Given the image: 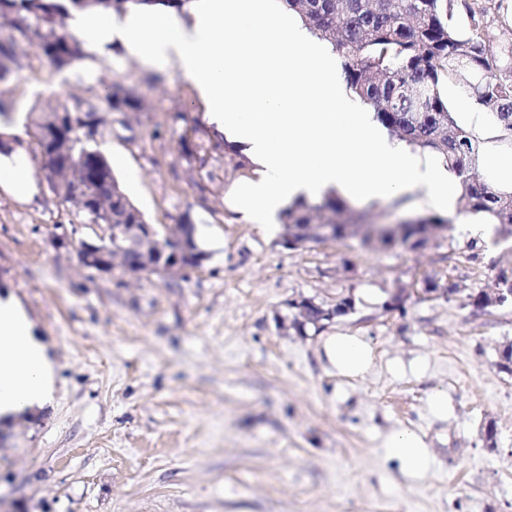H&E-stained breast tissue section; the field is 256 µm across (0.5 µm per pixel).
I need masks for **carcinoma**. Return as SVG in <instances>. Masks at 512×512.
Listing matches in <instances>:
<instances>
[{
  "instance_id": "1",
  "label": "carcinoma",
  "mask_w": 512,
  "mask_h": 512,
  "mask_svg": "<svg viewBox=\"0 0 512 512\" xmlns=\"http://www.w3.org/2000/svg\"><path fill=\"white\" fill-rule=\"evenodd\" d=\"M187 0H0V12L11 16L9 34L0 36V60L17 61V49L27 44L61 72L85 58L83 43L62 30L59 16L69 10L122 13L136 5L182 8ZM288 6L341 58L350 92L375 119L405 144L434 153L458 181L460 211L482 215L498 241H512V190L495 186L479 171L481 144L472 129L461 124L448 106L444 89L453 81L463 86L487 110L498 141L512 149V42L503 43L485 22V9L475 0H287ZM104 101L112 113L135 112L141 95L117 86ZM60 109L75 116L65 127L72 153L58 151L57 135H42L28 127L33 152L42 169L75 164L89 183L112 181L121 186L98 139L83 135L81 116L96 108L82 99ZM126 193L112 204V222L133 223ZM349 210L332 191L322 202L298 200L283 210L282 227L299 244L317 239L319 224L334 225L336 239L358 233L359 224L340 220ZM435 224L453 230L452 220L434 215L408 225V236Z\"/></svg>"
}]
</instances>
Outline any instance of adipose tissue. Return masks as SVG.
Masks as SVG:
<instances>
[{
	"instance_id": "1",
	"label": "adipose tissue",
	"mask_w": 512,
	"mask_h": 512,
	"mask_svg": "<svg viewBox=\"0 0 512 512\" xmlns=\"http://www.w3.org/2000/svg\"><path fill=\"white\" fill-rule=\"evenodd\" d=\"M73 25L96 46L120 44L142 65H177L225 135L245 144L256 166L233 193L242 219L263 228L290 201L336 191L385 198L419 187L439 205L456 187L436 160L389 140L372 113L357 110L336 80V59L286 0H195L189 19L150 7L120 18L76 14ZM317 354L337 377L358 381L373 370L366 337H320ZM57 364L18 300L0 294V420L52 403ZM385 445L405 477L431 465L416 430L399 428Z\"/></svg>"
}]
</instances>
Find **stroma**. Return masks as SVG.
I'll return each instance as SVG.
<instances>
[{
    "label": "stroma",
    "mask_w": 512,
    "mask_h": 512,
    "mask_svg": "<svg viewBox=\"0 0 512 512\" xmlns=\"http://www.w3.org/2000/svg\"><path fill=\"white\" fill-rule=\"evenodd\" d=\"M8 156L35 191L0 187V292H11L58 369L56 400L0 421V505L8 512H512V374L498 366L512 342V306L480 310L466 296L512 267L467 218L440 244L383 249L358 239L291 249L281 225L240 221L229 195L251 177L243 145L210 125L175 66L156 71L120 45L59 72L34 49L18 53ZM119 83L144 98L129 123L99 139L114 173L151 224H195L206 258L190 277L96 273L78 259L88 216L48 188L29 138L30 110L80 98L104 109ZM366 224L437 214L420 193L354 200ZM70 235L53 247L57 232ZM476 248H469V241ZM435 276L453 297L418 290ZM353 313L297 329L293 302ZM400 298L398 309L383 305ZM346 330L376 347L359 381L331 374L319 334ZM448 394V416L429 398ZM497 448L484 442L487 422ZM425 434L434 461L405 480L384 446L392 430Z\"/></svg>",
    "instance_id": "35a3bbf8"
}]
</instances>
